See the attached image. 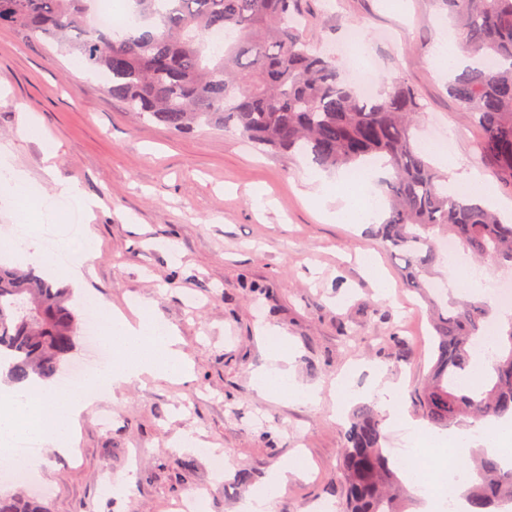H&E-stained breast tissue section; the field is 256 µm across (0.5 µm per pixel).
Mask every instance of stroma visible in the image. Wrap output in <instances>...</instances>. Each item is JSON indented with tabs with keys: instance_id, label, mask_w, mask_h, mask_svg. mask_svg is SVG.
I'll list each match as a JSON object with an SVG mask.
<instances>
[{
	"instance_id": "1",
	"label": "stroma",
	"mask_w": 512,
	"mask_h": 512,
	"mask_svg": "<svg viewBox=\"0 0 512 512\" xmlns=\"http://www.w3.org/2000/svg\"><path fill=\"white\" fill-rule=\"evenodd\" d=\"M305 35L317 49L359 31L379 81L404 79L427 108L421 136L450 133L457 165L478 169L479 130L448 95L436 62L453 26L433 0H311ZM0 142L42 195L78 182L100 199L93 219H71L57 201L51 234L74 253L73 227L92 232L99 251L85 267L87 292L105 308L150 302L194 365L184 383L146 379L111 391L84 413L73 451H43L49 512H175L193 491L205 512H239L240 470L262 486L282 463L303 455L300 477L267 512H312L340 494L339 456L356 386L377 364L404 379L402 407L434 359L425 304L399 284L401 266L366 224L329 222L307 194L310 160L261 152L240 134L210 128L177 134L141 120L71 57L0 28ZM268 203L257 206L255 189ZM373 252L391 284L381 294L359 261ZM357 329L346 340L344 326ZM277 329L294 349L298 382L317 403L262 397L252 377L268 365L262 332ZM227 468L213 471L207 449ZM134 477L115 494L108 483Z\"/></svg>"
}]
</instances>
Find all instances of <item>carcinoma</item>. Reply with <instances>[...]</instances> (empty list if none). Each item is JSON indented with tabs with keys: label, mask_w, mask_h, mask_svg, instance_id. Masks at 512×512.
I'll return each mask as SVG.
<instances>
[{
	"label": "carcinoma",
	"mask_w": 512,
	"mask_h": 512,
	"mask_svg": "<svg viewBox=\"0 0 512 512\" xmlns=\"http://www.w3.org/2000/svg\"><path fill=\"white\" fill-rule=\"evenodd\" d=\"M454 19L461 48L478 58L448 94L482 133L478 162L512 188V0H435ZM94 0H0V28L58 47L103 80L113 98L141 118L182 133L197 127L238 132L270 152L302 155L327 170L350 171L373 156L389 177L387 216L377 230L404 259V287L430 311L435 362L414 405L433 428L469 419H512V319L500 325L485 384H462L473 346L494 314L487 300L434 293L451 237L483 264L512 268V224L448 192V175L429 160L414 129L419 93L389 80L370 96L346 80L336 58L302 38L306 0H132L134 25L116 39L90 24ZM229 34L221 49L214 33ZM81 319L73 293L34 270L0 268V364L23 384L48 380L72 359ZM383 420L360 406L343 435L339 512H406L408 490L382 446ZM463 491L469 512L512 504V469L477 453ZM0 512H48L43 502L0 494Z\"/></svg>",
	"instance_id": "cac0c4a2"
}]
</instances>
